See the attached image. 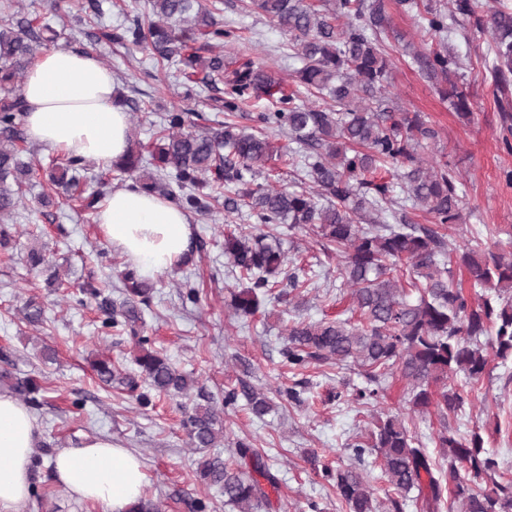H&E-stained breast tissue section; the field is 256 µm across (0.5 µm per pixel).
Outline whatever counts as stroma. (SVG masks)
<instances>
[{
	"instance_id": "obj_1",
	"label": "stroma",
	"mask_w": 512,
	"mask_h": 512,
	"mask_svg": "<svg viewBox=\"0 0 512 512\" xmlns=\"http://www.w3.org/2000/svg\"><path fill=\"white\" fill-rule=\"evenodd\" d=\"M396 38L386 43L391 59L385 91L398 112H418L438 136L419 149L424 162H448L462 184V220L450 230L452 243L477 251L512 249V82H498L492 73L494 40L474 18L453 23L448 49L460 63L457 83L468 99V112L457 111L419 73L405 44L426 48L418 11H405L398 0H385ZM215 17L241 37L239 55L252 58L283 85H292L301 62L288 33L268 15L245 8L242 0H220ZM68 48L94 53L111 69L121 96L135 105V134L144 149L153 150L164 113L178 105L188 109V121L211 126L223 120L216 90L186 82L176 67L158 66L146 52L96 41L81 31ZM194 228L188 263L148 278L153 300L144 313V333L154 350L183 372L194 374L219 405L224 427L222 457L236 442L252 443L279 482L271 492L270 512H347L333 485L321 479L323 465H348L349 446L366 441L376 417L399 416L432 458H439L436 437L441 430L466 436L479 432L493 454L497 473L512 479V360L489 356L478 380L451 376L449 383L466 398L462 411L441 418L436 412L413 410L399 375L387 378L377 403L352 399L366 386L362 369L353 365H285L281 350L289 322L335 318L350 305L349 289L339 275L337 258L323 254L312 227L284 232L282 249L299 271L304 288L290 290L280 279L276 301L264 313L236 315L231 294L242 288L224 254L227 233L251 236L263 226L249 209L225 216L223 204L206 215L191 213ZM0 246V349L13 353V375L35 378L44 403L35 414L43 433L35 449L37 480L27 512H100L97 505L71 499L56 484L51 461L59 448L87 436H108L141 457L147 488L163 512H237L224 496L208 488L197 473L206 448H194L181 421L188 400L154 399L141 406L135 395L102 383L92 368L95 359L116 361L121 372L133 371L137 353L129 336L102 330L97 299L85 295L92 285L102 296L119 299L124 258L101 237L96 215L68 203L42 208L36 193H27ZM50 253L59 274L49 287L28 261L30 248ZM198 292L197 302L185 297L186 287ZM44 310L43 325L24 318L28 302ZM57 352L55 360L40 353L41 345ZM235 390L236 404L225 405L224 393ZM297 392L298 400L287 398ZM264 394L273 409L258 418L247 408L246 392Z\"/></svg>"
}]
</instances>
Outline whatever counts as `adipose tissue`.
Listing matches in <instances>:
<instances>
[{
  "mask_svg": "<svg viewBox=\"0 0 512 512\" xmlns=\"http://www.w3.org/2000/svg\"><path fill=\"white\" fill-rule=\"evenodd\" d=\"M112 72L96 55L51 49L38 56L22 86L29 139L66 155L110 165L125 155L128 114L115 102ZM102 237L133 268L174 269L187 254L193 226L173 201L134 186L112 191L97 211ZM42 432L29 407L0 391V512H25L35 484L33 450ZM56 481L103 512H125L147 484L145 464L111 438L89 436L53 457Z\"/></svg>",
  "mask_w": 512,
  "mask_h": 512,
  "instance_id": "1",
  "label": "adipose tissue"
}]
</instances>
